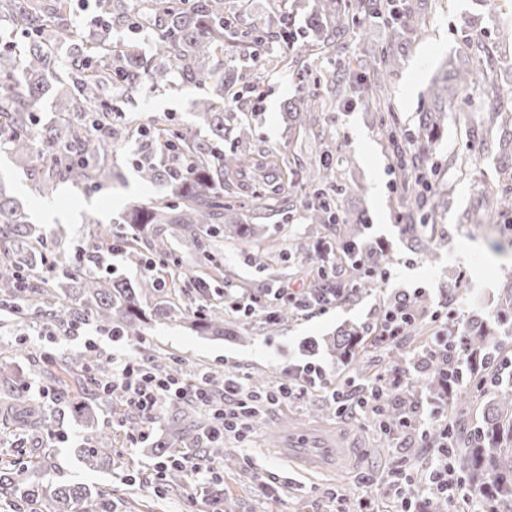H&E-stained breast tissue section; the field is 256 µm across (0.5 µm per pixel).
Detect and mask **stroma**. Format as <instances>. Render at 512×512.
<instances>
[{
    "label": "stroma",
    "mask_w": 512,
    "mask_h": 512,
    "mask_svg": "<svg viewBox=\"0 0 512 512\" xmlns=\"http://www.w3.org/2000/svg\"><path fill=\"white\" fill-rule=\"evenodd\" d=\"M409 2L425 23L421 31L408 35L402 45L404 62L387 78L393 111L378 109L373 81L355 63L363 52L377 56L389 47L390 30L360 12L330 55L309 62L314 73L338 77L339 83L331 104L312 114L309 128L298 138L288 129L285 112L289 101L297 99L304 88L297 79L280 73L277 66L288 53V45L268 42L255 58L234 41L224 43L225 72L237 86L254 83L264 94L257 105L244 97L225 106L226 111L244 113L249 119L248 150L260 162L272 154L289 160L300 157L310 163L321 159L319 138L333 140L330 161L336 182L351 188L350 193L337 194V209L359 223V243L368 251L366 264L385 271V279L377 288L355 290L350 261L337 260L336 280L347 292L328 312L300 313L274 331L266 328L264 312L247 319L229 312L224 326L236 332L233 340L196 335L174 319L149 325L138 338L115 337L105 330L90 338L72 336L58 325L51 340L38 334L46 318L2 313L0 366L11 373L12 380L0 381V396L16 390L27 399L41 401L47 422L35 431L0 422L1 468L23 469L48 460L50 479L111 491L112 512H201L199 503L189 500L188 489L156 497L153 460L145 449L129 446L127 415L123 407L111 404L99 392L94 368L78 372L77 378L97 407L98 430L112 437L115 460L110 468L99 471L78 462L75 450L86 445L90 434L74 424L70 397L50 374L60 359L86 349L103 361L121 354L146 360L157 355L189 375L260 376L269 389L279 383L288 367L311 361L325 368L332 383L343 386L354 379L353 370L337 362L324 347L307 351L306 342L313 339L324 344L343 327L371 329L395 298L418 291L428 299V312L454 316L463 328L482 321L489 333V351L512 349V316L499 321L492 313L501 294L512 289V229L506 225L507 213L485 210L480 191L481 184L493 182L512 196V182L500 177L492 147L499 136L491 122L492 110L499 104L497 67L485 62L474 67L468 85L448 103V118L436 141L427 145L413 137L419 114L430 103V81L449 56L468 43L498 57L512 56V47L497 39L499 28L512 23V0ZM317 3L226 0L225 7L242 31L268 26L288 12L295 29L303 32L310 27ZM209 93V88L188 83L175 73L167 86H138L131 117L145 126L168 119L175 126L192 127L198 123L194 102ZM140 151V141L133 139L107 153L109 164L123 174V181L96 190L63 186L46 200L29 190L32 181L44 175V167L14 168L9 155L1 151L0 178L33 226L48 242L59 244L73 261L97 224L117 221L130 201L150 203L164 194V185H148L139 178L136 158ZM420 168L427 169L430 187L401 188L403 177H414ZM230 192L238 196L241 215L257 226L260 236L253 245L215 238L224 262L225 292L247 296L263 294L270 287H303L302 272L315 259L313 254L298 251V244L318 238L336 243L342 238V225L307 220L304 205L309 190L304 185L281 194L274 209L268 211L248 207L239 186H231ZM258 249L267 254L265 265L249 258ZM19 345L25 347V355L16 354ZM413 347V341L405 336L397 344L368 349L365 362L370 371L388 377L400 373L415 384L423 378V368L413 361L395 362L398 352ZM327 403L325 392L312 390L263 415L264 427L253 432L250 442L225 437L224 454L213 458V465L223 467L228 457L238 463L247 460L264 474L265 482L255 484L238 470L219 486L198 481L199 494L219 493L229 504V512H334L332 492L350 491L368 496L375 512H383L385 504L392 501L390 491L379 482L365 488L361 476L379 478L399 461L413 474L427 472L433 450L420 430L386 436L372 415L337 417L328 414ZM300 431L351 450L352 462L340 472L322 473L281 459L279 447Z\"/></svg>",
    "instance_id": "1"
}]
</instances>
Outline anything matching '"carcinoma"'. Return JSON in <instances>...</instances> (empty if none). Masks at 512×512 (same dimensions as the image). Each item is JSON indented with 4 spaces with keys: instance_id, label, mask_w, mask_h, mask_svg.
I'll list each match as a JSON object with an SVG mask.
<instances>
[{
    "instance_id": "1",
    "label": "carcinoma",
    "mask_w": 512,
    "mask_h": 512,
    "mask_svg": "<svg viewBox=\"0 0 512 512\" xmlns=\"http://www.w3.org/2000/svg\"><path fill=\"white\" fill-rule=\"evenodd\" d=\"M365 14L383 20L395 39L406 31L423 25L421 14L397 0H359ZM94 11L105 26L82 44L74 43L71 0H0V13L11 17L13 30L21 31L27 42L18 45L11 35L0 31V144L9 151L16 166L31 169L42 161L49 174L33 181L31 193L41 198L54 194L61 183L75 188H100L112 181V169L101 163L99 153L137 133L145 139V150L136 167L146 182L161 183L166 193L149 204H132L121 214L120 221L91 236L82 249L84 267L73 271L54 261L55 279L69 287L67 300L40 280H29L22 272L36 260L46 257L49 245L37 229L29 225L26 212L0 189V302L13 305L19 316L48 312L58 323L83 316L96 321L103 329L115 328L122 336H141L151 319L179 318L199 336L222 338L233 336L224 328V306L215 301L223 292L224 265L212 250L210 238L224 233L243 243L250 242L255 231L239 216L235 203L224 199V178L243 175L256 166L246 151L224 152L226 116L224 99H234V78L224 75L216 59L224 53L226 37H239L254 45L269 39L296 47L295 66L303 57L323 54L336 46L354 23L349 0H321L320 15L326 23L312 20L313 36L304 45H296L298 34L286 15L274 30L256 29L239 34L226 15L224 0H137L128 6L120 0H95ZM154 17L155 64L144 65V58L129 44L112 43V28L138 29L144 17ZM74 44L72 85L57 96L55 106L60 116L57 124L36 132L21 109L30 107L62 82L56 69V49ZM403 57L394 48L382 52V67L373 68V79L381 82L382 68L393 70ZM468 55L451 57L446 63L444 85L433 90L432 107L421 113L415 138L431 142L448 117L445 102L453 100L469 82ZM191 83H212L209 96L197 102L201 125L209 131L205 140L200 129H172L163 122L151 128H131L123 112L102 104L106 91L126 98L143 78L156 87L166 86L172 72ZM325 106L312 93L288 106V121L305 129L306 114ZM495 118L501 129L498 142L500 169L512 178V107L500 106ZM333 170L326 163L302 169L301 180L312 188L315 201L308 207V218L316 224H336L338 214L328 189L333 186ZM485 204L495 209H512V197H503L493 187H482ZM197 258L203 274L186 271L175 257L171 238ZM119 249L141 265L160 264L140 283L116 282L97 273L106 256ZM195 289L197 308L182 306L187 290ZM340 286L329 280V270L321 265L310 279L309 293L318 298L330 295ZM162 293L148 313L143 299ZM297 309L282 304L266 315L265 324L275 330L293 318ZM448 340L462 346L471 356L467 379L477 381L489 373L482 367L486 336L480 325L461 331L454 319H448ZM379 337H368L355 329H344L328 341L336 360L347 364L362 378L368 371L361 365V353L378 345ZM96 361L82 351L59 364L58 371L71 375L73 370ZM419 389L448 403V446L453 456L460 484L478 494L477 501L490 502L496 512H512V392L502 391L495 398L482 427L459 448L453 447L456 419L463 413L466 395L462 387L446 378V365L440 360L428 364ZM71 412L75 423L89 427L94 422L93 406L74 390ZM377 418L389 427L401 417L404 401L385 394L377 401ZM175 414L167 421L174 440L185 445L199 439L188 422L186 405H174ZM0 416L19 428L42 425L46 413L26 400L6 396L0 402ZM78 457L90 470L106 469L113 463L112 437L98 434L93 445L77 449ZM37 463L18 473L0 471V490L22 498L31 506L50 503L51 512H112V497L107 491L83 483L46 480Z\"/></svg>"
}]
</instances>
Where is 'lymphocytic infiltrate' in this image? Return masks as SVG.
Segmentation results:
<instances>
[{"mask_svg": "<svg viewBox=\"0 0 512 512\" xmlns=\"http://www.w3.org/2000/svg\"><path fill=\"white\" fill-rule=\"evenodd\" d=\"M99 386L106 391H121L125 406L139 418L140 427L128 435L133 448L143 447L150 441L162 406L171 400L186 401L210 410L207 439L211 442L227 435L247 439L255 416L278 407L282 400L300 397L315 388L327 391L344 414L354 413L364 404L363 399L333 388L326 372L309 364L289 368L284 383L262 394L250 390L241 375H228L215 382L205 376L186 375L178 369L156 371L141 359L130 356L121 360L111 375L100 379ZM389 487L397 500V512H413L421 498L427 496L447 497L453 505L460 495L453 459L444 445L437 449L425 485L416 486L405 465L398 463L392 470Z\"/></svg>", "mask_w": 512, "mask_h": 512, "instance_id": "f902f5d3", "label": "lymphocytic infiltrate"}]
</instances>
